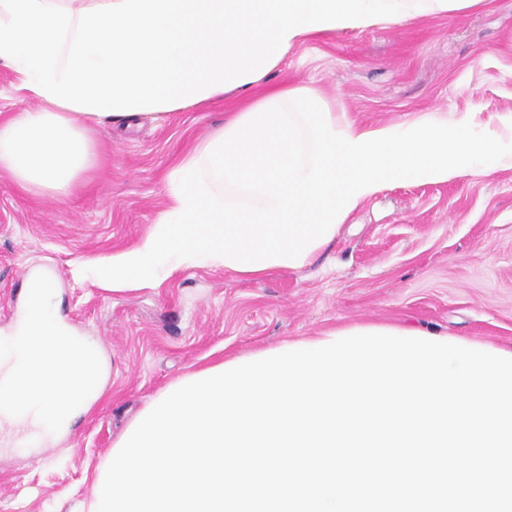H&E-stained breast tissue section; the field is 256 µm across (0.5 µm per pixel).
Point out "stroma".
<instances>
[{
	"label": "stroma",
	"mask_w": 512,
	"mask_h": 512,
	"mask_svg": "<svg viewBox=\"0 0 512 512\" xmlns=\"http://www.w3.org/2000/svg\"><path fill=\"white\" fill-rule=\"evenodd\" d=\"M288 84L321 90L357 125L472 112L499 127L512 116V0L308 37L261 89ZM223 122L219 103L96 126L97 165L64 200L0 172V331L23 305L25 271H48L61 316L109 364L101 397L47 447H8L0 425V512H87L96 472L145 405L241 354L361 321L512 349V168L390 185L298 271L243 280L199 265L152 288L105 290L96 265L152 231L165 176Z\"/></svg>",
	"instance_id": "1"
}]
</instances>
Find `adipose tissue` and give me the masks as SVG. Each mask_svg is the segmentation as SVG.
<instances>
[{
    "mask_svg": "<svg viewBox=\"0 0 512 512\" xmlns=\"http://www.w3.org/2000/svg\"><path fill=\"white\" fill-rule=\"evenodd\" d=\"M477 0H0V62L36 101L0 119V171L65 198L95 164L91 125L166 118L251 97L166 176L168 205L100 265L124 292L211 265L245 279L310 265L391 183H445L512 164V135L464 115L346 123L324 95L254 88L304 38L443 13Z\"/></svg>",
    "mask_w": 512,
    "mask_h": 512,
    "instance_id": "1",
    "label": "adipose tissue"
}]
</instances>
